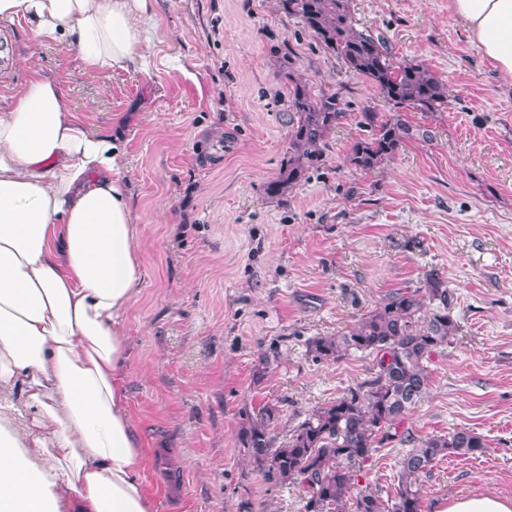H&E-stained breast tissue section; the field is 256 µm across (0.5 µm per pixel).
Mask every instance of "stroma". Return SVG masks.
<instances>
[{"label": "stroma", "mask_w": 512, "mask_h": 512, "mask_svg": "<svg viewBox=\"0 0 512 512\" xmlns=\"http://www.w3.org/2000/svg\"><path fill=\"white\" fill-rule=\"evenodd\" d=\"M358 29L448 87L436 112L403 111L406 140L370 171L346 156L360 114L391 109L327 55L278 0H153L148 74L82 70L75 47L0 23L11 61L0 112L38 63L67 106L127 140L144 278L124 331L127 407L141 436L138 479L154 512H305L298 487L267 484L244 430L263 406L283 442L316 406L370 377L372 361L317 362L333 336L392 291L438 272L458 330L429 360L426 393L401 423L418 437L460 428L482 454L444 457L421 480L422 512L452 498L512 499V93L469 41L448 0H350ZM311 94L342 101L324 163L293 192L268 184L288 162L284 57ZM401 446L354 468L355 486L395 494Z\"/></svg>", "instance_id": "obj_1"}]
</instances>
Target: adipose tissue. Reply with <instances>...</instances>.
I'll return each instance as SVG.
<instances>
[{"instance_id":"obj_1","label":"adipose tissue","mask_w":512,"mask_h":512,"mask_svg":"<svg viewBox=\"0 0 512 512\" xmlns=\"http://www.w3.org/2000/svg\"><path fill=\"white\" fill-rule=\"evenodd\" d=\"M448 9L512 90V0ZM20 20L87 70L147 65L149 0H0ZM126 156L41 68L0 113V512H153L120 376L144 275Z\"/></svg>"}]
</instances>
